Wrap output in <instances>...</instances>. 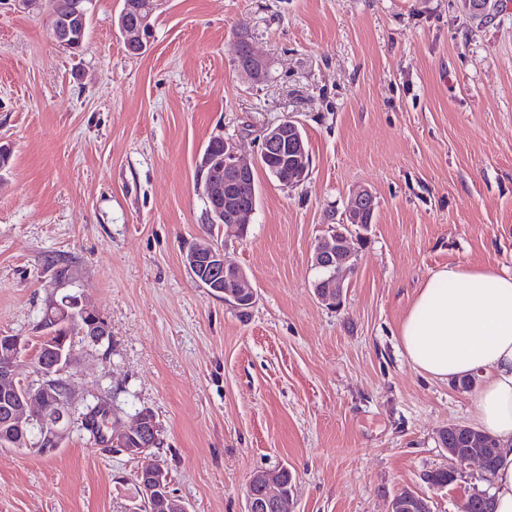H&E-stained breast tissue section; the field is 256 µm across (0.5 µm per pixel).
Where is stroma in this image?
I'll return each mask as SVG.
<instances>
[{
	"mask_svg": "<svg viewBox=\"0 0 512 512\" xmlns=\"http://www.w3.org/2000/svg\"><path fill=\"white\" fill-rule=\"evenodd\" d=\"M121 7L95 0L72 52L46 4L0 0V332L37 346L45 306L83 295L111 352L75 345L76 396L110 393L117 429L155 414L190 512H244L249 476L282 464L297 512H387L403 489L457 512L490 489L475 463L446 489L423 482L475 392L416 371L397 331L437 268L512 269V0L485 24L464 0H158L140 56L111 23ZM239 33L266 81L237 69ZM286 118L309 177L258 171L246 238L208 230L209 139L253 159ZM362 189L374 222L331 309L313 247ZM208 237L250 277L248 314L184 267ZM137 466L75 428L46 455L0 448V512H132Z\"/></svg>",
	"mask_w": 512,
	"mask_h": 512,
	"instance_id": "1",
	"label": "stroma"
}]
</instances>
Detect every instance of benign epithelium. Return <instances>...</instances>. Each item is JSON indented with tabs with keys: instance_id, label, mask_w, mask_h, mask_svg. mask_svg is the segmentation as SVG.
Masks as SVG:
<instances>
[{
	"instance_id": "benign-epithelium-1",
	"label": "benign epithelium",
	"mask_w": 512,
	"mask_h": 512,
	"mask_svg": "<svg viewBox=\"0 0 512 512\" xmlns=\"http://www.w3.org/2000/svg\"><path fill=\"white\" fill-rule=\"evenodd\" d=\"M469 14L487 21L492 18L494 5L491 0L477 3L466 0ZM154 14L152 0H123L119 15L112 19L119 28L126 47L135 54H142L151 47ZM87 11L83 2L76 0L72 11L65 18V25L55 30L54 40L66 49L73 48L70 28L84 26ZM237 55L246 58L240 72L253 81L265 79L267 62L251 50L247 39L237 43ZM216 140L224 144V157L218 168L224 177L205 182V200L216 215H224V231L238 237L246 234L248 218L254 206L244 205L241 191L248 184L255 163L244 159L236 143L222 136ZM282 152L283 163L274 169V175L286 187L297 186L309 175L307 149L304 134L297 122L284 119L267 128L262 136L260 155L268 156ZM375 196L369 190H361L345 209V218L331 228L330 234L322 236L315 245L312 263L330 271L327 280L313 283L315 295L327 306H341L345 292V274L352 270L348 247V232L354 227L366 228L365 214H375ZM184 264L193 271L203 265L210 268L211 277L198 284L213 295H224V301L238 306L255 301V289L246 272L226 263L224 253L214 250L205 242L192 245L184 254ZM66 319L79 327L83 342L97 346L109 334L107 322L94 309L82 305L77 298L69 297L64 303L54 304L48 309L47 323L54 326ZM73 346L49 338L35 349L10 334L0 335V397L6 399L0 408V445L9 448L34 451L38 448H56L70 431V413L64 403H76L71 367ZM32 364V373L22 379L18 374L21 364ZM467 430V447H448L447 434H440L443 447L454 465L448 474L457 479L463 469L476 461L487 467L491 449L487 448L485 432L471 426ZM106 442L117 450L134 458L143 457L146 446L160 439V427L154 414L145 409L138 413L134 425L121 433L106 432ZM284 468L274 471L260 470L247 481L245 512H295L294 496L283 482ZM142 503L149 512H189L185 502L174 497L169 490L168 474L158 460L144 462L135 474ZM389 512H431L428 500L409 491L397 493L390 502Z\"/></svg>"
}]
</instances>
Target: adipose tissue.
Here are the masks:
<instances>
[{
  "label": "adipose tissue",
  "mask_w": 512,
  "mask_h": 512,
  "mask_svg": "<svg viewBox=\"0 0 512 512\" xmlns=\"http://www.w3.org/2000/svg\"><path fill=\"white\" fill-rule=\"evenodd\" d=\"M398 336L428 377L479 375L473 420L497 442L496 512H512V271L438 268L418 288Z\"/></svg>",
  "instance_id": "obj_1"
}]
</instances>
